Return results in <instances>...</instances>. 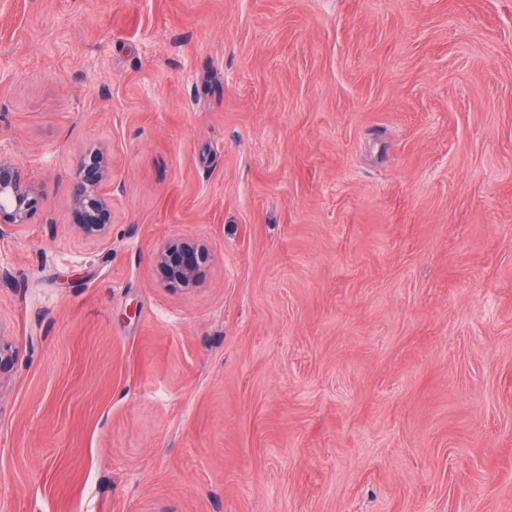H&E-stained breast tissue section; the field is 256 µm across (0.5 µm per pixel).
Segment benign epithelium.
I'll return each instance as SVG.
<instances>
[{
    "label": "benign epithelium",
    "mask_w": 512,
    "mask_h": 512,
    "mask_svg": "<svg viewBox=\"0 0 512 512\" xmlns=\"http://www.w3.org/2000/svg\"><path fill=\"white\" fill-rule=\"evenodd\" d=\"M76 189L71 204L78 216L77 229L90 241H104L112 228V161L100 148H91L81 157L75 172ZM40 194L21 164L0 151V235L21 232L40 205ZM210 259L201 244L172 238L154 254V263L165 280L185 290L201 282L203 267Z\"/></svg>",
    "instance_id": "7a95c632"
}]
</instances>
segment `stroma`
Returning <instances> with one entry per match:
<instances>
[{
  "label": "stroma",
  "instance_id": "35a3bbf8",
  "mask_svg": "<svg viewBox=\"0 0 512 512\" xmlns=\"http://www.w3.org/2000/svg\"><path fill=\"white\" fill-rule=\"evenodd\" d=\"M0 150V512H512V0H0ZM76 189L71 204L78 216L77 229L90 241H104L112 228V161L100 148L81 157L75 172ZM40 194L21 164L0 151V235L21 232L40 205ZM209 259L210 253L203 245L184 238L169 239L154 254V263L165 280L185 290L200 284Z\"/></svg>",
  "mask_w": 512,
  "mask_h": 512
}]
</instances>
